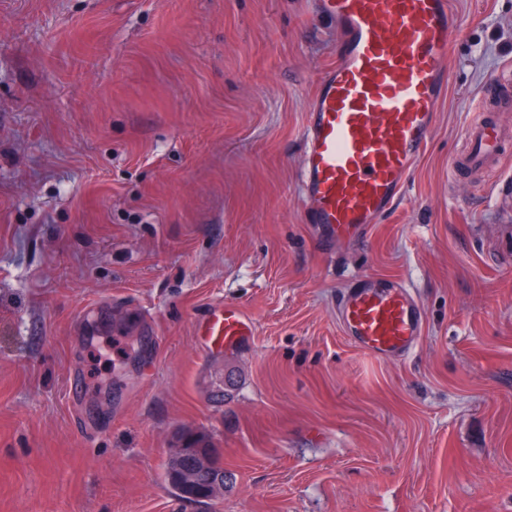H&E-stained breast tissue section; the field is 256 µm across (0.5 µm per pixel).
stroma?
<instances>
[{"label":"stroma","mask_w":512,"mask_h":512,"mask_svg":"<svg viewBox=\"0 0 512 512\" xmlns=\"http://www.w3.org/2000/svg\"><path fill=\"white\" fill-rule=\"evenodd\" d=\"M450 8L400 205L327 248L297 197L340 39L315 0H0V512H512V196L449 168L512 80V0ZM371 275L422 309L404 359L342 333ZM224 303L255 335L215 354ZM185 430L223 453L208 506L164 480ZM204 346L230 350L250 342L253 323L237 305L226 303L211 311L198 328Z\"/></svg>","instance_id":"1"}]
</instances>
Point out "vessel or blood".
<instances>
[{
    "instance_id": "b4317fda",
    "label": "vessel or blood",
    "mask_w": 512,
    "mask_h": 512,
    "mask_svg": "<svg viewBox=\"0 0 512 512\" xmlns=\"http://www.w3.org/2000/svg\"><path fill=\"white\" fill-rule=\"evenodd\" d=\"M339 22L336 66L320 76L303 131L301 207L329 239L362 236L404 196L407 175L426 150L448 85V51L458 23L449 0H317ZM486 116L466 129L454 172H496L512 129L493 116L512 96L487 86ZM344 336L372 357H406L423 333V315L402 279L352 282L338 304ZM204 346L227 350L253 336L237 305L211 311L198 328Z\"/></svg>"
}]
</instances>
